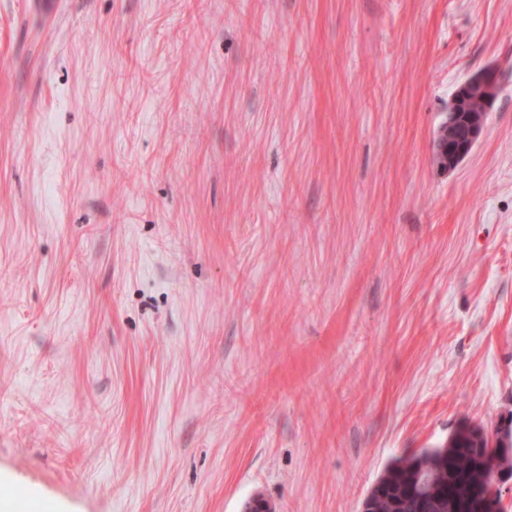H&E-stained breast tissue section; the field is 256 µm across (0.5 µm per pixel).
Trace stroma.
Wrapping results in <instances>:
<instances>
[{
	"instance_id": "35a3bbf8",
	"label": "stroma",
	"mask_w": 512,
	"mask_h": 512,
	"mask_svg": "<svg viewBox=\"0 0 512 512\" xmlns=\"http://www.w3.org/2000/svg\"><path fill=\"white\" fill-rule=\"evenodd\" d=\"M463 424H512V0H0V512H360ZM498 92V76L490 66L473 72L454 91L434 140V154L442 161L439 169L454 170L472 152L486 128ZM436 448H428L424 449L420 452H415L409 456L401 457L394 459L391 461L386 468L384 469L383 473L377 480L378 486L381 488V497L376 498V511L379 512H388L393 511V508L390 503L391 497H398L401 492V483L400 479L398 477L393 478L389 475L391 471H393L396 467H402L405 468L410 461L417 455L421 456H427L431 452H433ZM385 477H388L390 480L384 483Z\"/></svg>"
}]
</instances>
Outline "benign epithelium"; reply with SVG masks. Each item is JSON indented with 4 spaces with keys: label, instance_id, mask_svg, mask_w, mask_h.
<instances>
[{
    "label": "benign epithelium",
    "instance_id": "obj_1",
    "mask_svg": "<svg viewBox=\"0 0 512 512\" xmlns=\"http://www.w3.org/2000/svg\"><path fill=\"white\" fill-rule=\"evenodd\" d=\"M498 92V76L490 66L473 72L454 91L448 114L434 140V154L442 161L441 170H454L472 152L486 128L487 115ZM511 453L512 437L507 433L487 440L478 456L484 480L471 484L468 496L459 502L458 512H506L512 499L503 485L512 478V470L501 465L500 460Z\"/></svg>",
    "mask_w": 512,
    "mask_h": 512
}]
</instances>
